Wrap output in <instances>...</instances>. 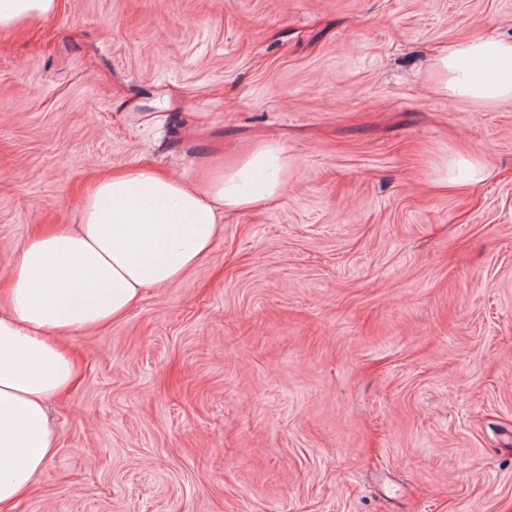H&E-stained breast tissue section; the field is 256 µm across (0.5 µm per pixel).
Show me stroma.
Returning <instances> with one entry per match:
<instances>
[{
    "label": "stroma",
    "mask_w": 512,
    "mask_h": 512,
    "mask_svg": "<svg viewBox=\"0 0 512 512\" xmlns=\"http://www.w3.org/2000/svg\"><path fill=\"white\" fill-rule=\"evenodd\" d=\"M512 0H64L0 36V285L94 176L279 143L278 197L70 337L12 512H512V99L443 94ZM483 180L440 191L443 159Z\"/></svg>",
    "instance_id": "obj_1"
}]
</instances>
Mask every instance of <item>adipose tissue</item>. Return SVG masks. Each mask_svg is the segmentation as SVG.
Segmentation results:
<instances>
[{"label":"adipose tissue","instance_id":"obj_1","mask_svg":"<svg viewBox=\"0 0 512 512\" xmlns=\"http://www.w3.org/2000/svg\"><path fill=\"white\" fill-rule=\"evenodd\" d=\"M60 0H0V32L37 23ZM442 90L486 102L512 98V40L455 43L435 65ZM288 157L259 143L195 185L149 166L95 180L71 224L31 237L0 291V512L46 469L58 436L49 399L77 368L61 339L122 318L146 289L179 281L210 251L225 213L278 196Z\"/></svg>","mask_w":512,"mask_h":512}]
</instances>
